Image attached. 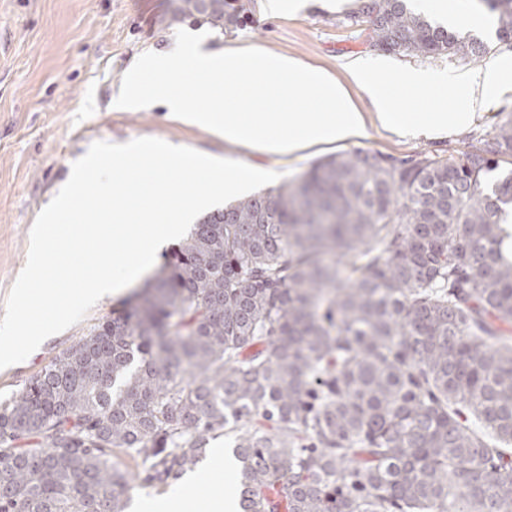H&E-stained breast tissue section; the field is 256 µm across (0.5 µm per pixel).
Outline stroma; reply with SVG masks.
Wrapping results in <instances>:
<instances>
[{
    "mask_svg": "<svg viewBox=\"0 0 512 512\" xmlns=\"http://www.w3.org/2000/svg\"><path fill=\"white\" fill-rule=\"evenodd\" d=\"M304 2L301 10L272 17L259 10L258 0H226L243 24L230 34L210 30L209 36L221 47H260L297 58L347 83V63L376 57L365 44V22L349 18L356 0ZM169 7L170 0H0V318L26 264L38 214L92 143L155 137L249 165L262 163L259 154L227 147L199 127L167 118L164 111L113 110L112 94L130 60L143 52L173 49L176 30L157 24ZM348 91L368 114L366 137L287 158L282 181L295 179L324 156L356 149L397 158L421 151L455 158L468 143H491L496 124L512 116V89L506 87L476 107L465 132L411 139L371 115L359 88L349 85ZM120 302L117 296L105 300L79 323L46 339L24 362L0 369V401L10 399ZM185 480L199 487L195 512H210L212 497L226 486L223 467L211 455Z\"/></svg>",
    "mask_w": 512,
    "mask_h": 512,
    "instance_id": "stroma-1",
    "label": "stroma"
}]
</instances>
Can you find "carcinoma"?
Here are the masks:
<instances>
[{
	"label": "carcinoma",
	"mask_w": 512,
	"mask_h": 512,
	"mask_svg": "<svg viewBox=\"0 0 512 512\" xmlns=\"http://www.w3.org/2000/svg\"><path fill=\"white\" fill-rule=\"evenodd\" d=\"M512 45V0H477ZM375 51L487 58L410 0ZM228 34L224 0H171ZM459 160L353 151L214 209L152 281L0 403V512H127L211 441L240 512H512V117ZM129 464L122 467L117 459Z\"/></svg>",
	"instance_id": "cac0c4a2"
}]
</instances>
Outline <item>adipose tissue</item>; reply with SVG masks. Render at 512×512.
<instances>
[{
  "label": "adipose tissue",
  "instance_id": "ef3b65f1",
  "mask_svg": "<svg viewBox=\"0 0 512 512\" xmlns=\"http://www.w3.org/2000/svg\"><path fill=\"white\" fill-rule=\"evenodd\" d=\"M346 71L350 82L370 98L380 122L413 138L461 132L470 122L473 108L512 81V63L506 61L466 70L452 85L435 73L400 67L386 57L368 64H348ZM452 89L457 92L453 98L448 95ZM417 94L424 96L430 111L406 110V101Z\"/></svg>",
  "mask_w": 512,
  "mask_h": 512
}]
</instances>
